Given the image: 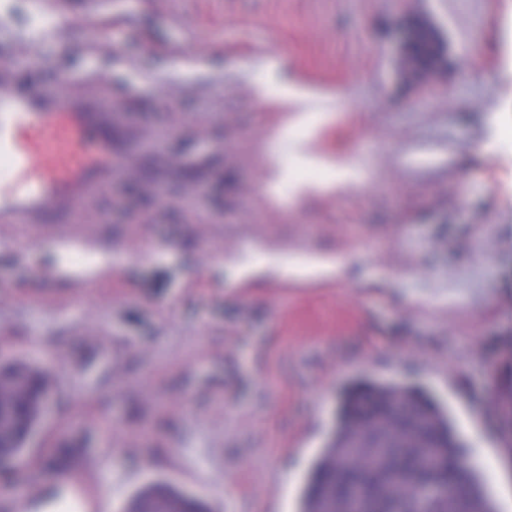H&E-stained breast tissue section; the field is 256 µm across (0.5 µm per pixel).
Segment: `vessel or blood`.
Wrapping results in <instances>:
<instances>
[{
    "instance_id": "1",
    "label": "vessel or blood",
    "mask_w": 512,
    "mask_h": 512,
    "mask_svg": "<svg viewBox=\"0 0 512 512\" xmlns=\"http://www.w3.org/2000/svg\"><path fill=\"white\" fill-rule=\"evenodd\" d=\"M142 133L118 105L46 89L0 70V228L23 225L71 238L69 218L137 159L123 130Z\"/></svg>"
}]
</instances>
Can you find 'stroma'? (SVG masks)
<instances>
[{
  "label": "stroma",
  "instance_id": "obj_1",
  "mask_svg": "<svg viewBox=\"0 0 512 512\" xmlns=\"http://www.w3.org/2000/svg\"><path fill=\"white\" fill-rule=\"evenodd\" d=\"M0 0V68L168 130L76 215L81 247L0 230V358L50 375L8 479L125 512L164 483L208 512H300L361 379L450 413L498 512L512 455V0ZM450 65L404 80L398 29ZM285 79L305 106L257 105ZM342 169L335 187L297 171ZM272 97H279L288 102L296 104H303L309 97V94L298 88L292 83H273L269 81H262L256 86V102L258 104L265 103Z\"/></svg>",
  "mask_w": 512,
  "mask_h": 512
}]
</instances>
